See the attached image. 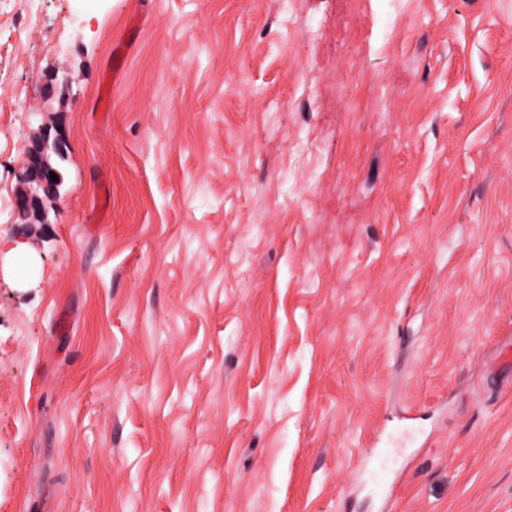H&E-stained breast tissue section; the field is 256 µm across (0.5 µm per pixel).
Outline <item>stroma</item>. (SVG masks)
I'll use <instances>...</instances> for the list:
<instances>
[{"label": "stroma", "instance_id": "stroma-1", "mask_svg": "<svg viewBox=\"0 0 512 512\" xmlns=\"http://www.w3.org/2000/svg\"><path fill=\"white\" fill-rule=\"evenodd\" d=\"M507 344L512 0H0V512H512ZM64 144L65 143L59 138L50 141V137L44 135L41 139L40 146L36 150L28 153L27 170L36 183V188L34 192L22 194L18 197L17 207L19 213L23 216L27 215L37 206L40 200L39 192H42L46 197H54L59 193L61 177L59 173L47 163L46 155L48 151L62 153ZM50 172H54L57 175L58 182L51 180Z\"/></svg>", "mask_w": 512, "mask_h": 512}]
</instances>
